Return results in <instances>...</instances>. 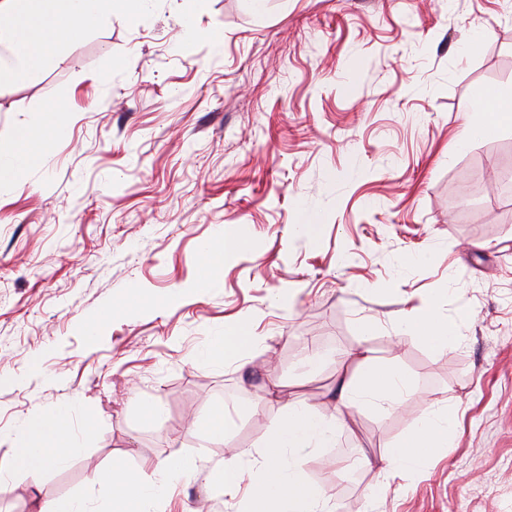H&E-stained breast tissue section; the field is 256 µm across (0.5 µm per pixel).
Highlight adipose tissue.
<instances>
[{"label":"adipose tissue","instance_id":"ef3b65f1","mask_svg":"<svg viewBox=\"0 0 512 512\" xmlns=\"http://www.w3.org/2000/svg\"><path fill=\"white\" fill-rule=\"evenodd\" d=\"M148 0H0V77L28 79L39 64L60 61L66 44L78 34L99 28L112 14L135 16ZM481 108L466 116L457 138V146L470 143L486 127H512V88L492 89L481 94ZM61 121H52L44 131L17 127V148L0 155V184L19 183L23 163L44 154L57 133ZM401 333L431 343H443L454 337L456 324L440 321L434 306L409 312ZM258 344L256 336L242 324H228L222 335L204 347L206 360L227 365L246 363ZM349 357L356 373L340 388L341 399L375 404L391 400L410 385L398 358L381 360L369 345H358ZM94 426L85 421L82 428L71 423L70 406H50L27 417L22 429L28 435L27 446L15 457L13 469L39 475L48 468L65 466L81 453L86 436ZM456 426L452 410L434 414L414 428L403 440L393 444L373 466L384 468L394 462L408 466L421 463L432 448H444ZM336 440V420L320 410L288 404L271 425L261 462L254 474L255 490L244 512H336V506L314 485L303 483V452L308 448H329ZM112 498L124 501L126 512H146V501L155 499L156 481L151 475L111 466L101 472Z\"/></svg>","mask_w":512,"mask_h":512}]
</instances>
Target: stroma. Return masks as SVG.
Segmentation results:
<instances>
[{"mask_svg": "<svg viewBox=\"0 0 512 512\" xmlns=\"http://www.w3.org/2000/svg\"><path fill=\"white\" fill-rule=\"evenodd\" d=\"M491 86L512 87V0H150L1 80L0 153L57 107L68 136L0 185V465L48 406L96 427L66 466L12 473L0 512L65 495L121 512L93 479L116 463L176 467L160 512H240L228 447L256 470L280 407L323 408L363 339L412 385L384 410L337 405L304 482L339 512H512V193L486 189L512 175V128L453 148ZM236 224L250 249L214 246L223 286L196 294L201 242ZM425 301L456 340L397 345ZM232 322L260 338L249 362L196 360ZM446 406L456 429L423 467L365 465ZM221 411L227 440L206 438ZM251 451L247 448L239 449L232 457L235 459V463L225 465L224 468V490L225 493H234L244 480L245 471L241 465V461L250 456Z\"/></svg>", "mask_w": 512, "mask_h": 512, "instance_id": "obj_1", "label": "stroma"}]
</instances>
